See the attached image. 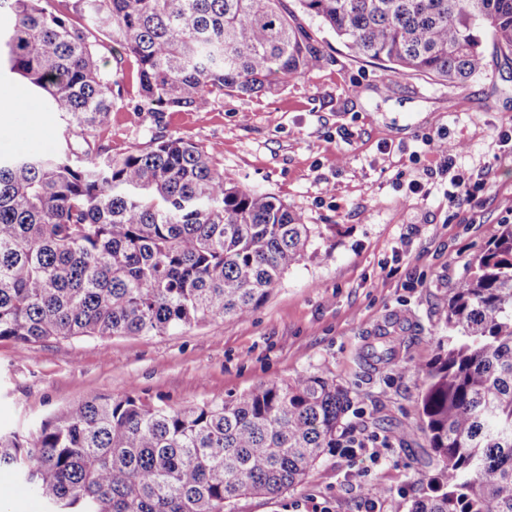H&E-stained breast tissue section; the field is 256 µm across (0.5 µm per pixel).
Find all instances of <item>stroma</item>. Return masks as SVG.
Wrapping results in <instances>:
<instances>
[{
  "label": "stroma",
  "mask_w": 512,
  "mask_h": 512,
  "mask_svg": "<svg viewBox=\"0 0 512 512\" xmlns=\"http://www.w3.org/2000/svg\"><path fill=\"white\" fill-rule=\"evenodd\" d=\"M284 2L322 48L321 65L272 93L167 113L163 129L213 154L225 178L282 199L319 236L245 318L161 336L0 340V430H32L94 395L134 391L179 407L319 370L353 398L335 451L279 496L224 512H409L438 473L418 406L448 334V296L512 224V142L499 137L512 128V59L487 35L486 71L466 83L403 74L353 57L298 0ZM100 65L120 74L106 141L116 154L145 148L156 128L134 109L132 58L104 52ZM4 88L19 99L0 117V139L56 144L59 119L44 99L16 74L0 78ZM442 137L462 147L452 172L469 195L451 198L448 177L425 174L436 163L426 143ZM386 330L399 336L397 359L369 368L363 355ZM374 437L388 446L366 449Z\"/></svg>",
  "instance_id": "1"
}]
</instances>
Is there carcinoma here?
I'll return each instance as SVG.
<instances>
[{
  "label": "carcinoma",
  "instance_id": "obj_1",
  "mask_svg": "<svg viewBox=\"0 0 512 512\" xmlns=\"http://www.w3.org/2000/svg\"><path fill=\"white\" fill-rule=\"evenodd\" d=\"M283 0H0V72L61 114V148L0 159V340L158 336L264 303L316 234L279 198L224 179L174 135L112 154L106 49L134 58L135 110L197 112L276 90L324 55ZM356 58L450 83L485 70L482 33L512 56V0H298ZM420 416L439 472L410 512H512V225L470 266ZM387 334L365 359L390 365ZM351 405L321 371L173 408L92 397L29 436L0 432L11 468L52 512H224L276 496L336 448Z\"/></svg>",
  "mask_w": 512,
  "mask_h": 512
}]
</instances>
